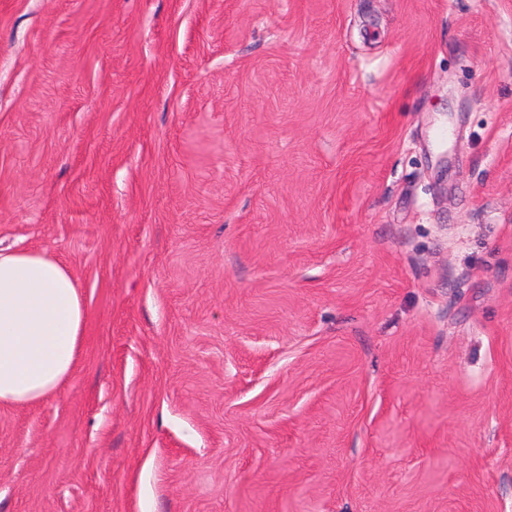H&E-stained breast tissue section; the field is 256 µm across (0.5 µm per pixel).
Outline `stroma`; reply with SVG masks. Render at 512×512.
<instances>
[{
  "label": "stroma",
  "mask_w": 512,
  "mask_h": 512,
  "mask_svg": "<svg viewBox=\"0 0 512 512\" xmlns=\"http://www.w3.org/2000/svg\"><path fill=\"white\" fill-rule=\"evenodd\" d=\"M0 246V512H512V0H0ZM84 318L67 267L41 251L0 249V406L33 407L62 388Z\"/></svg>",
  "instance_id": "stroma-1"
}]
</instances>
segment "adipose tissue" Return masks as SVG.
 Returning a JSON list of instances; mask_svg holds the SVG:
<instances>
[{
    "mask_svg": "<svg viewBox=\"0 0 512 512\" xmlns=\"http://www.w3.org/2000/svg\"><path fill=\"white\" fill-rule=\"evenodd\" d=\"M84 318L67 267L41 251L0 249V406L32 407L62 388Z\"/></svg>",
    "mask_w": 512,
    "mask_h": 512,
    "instance_id": "ef3b65f1",
    "label": "adipose tissue"
}]
</instances>
